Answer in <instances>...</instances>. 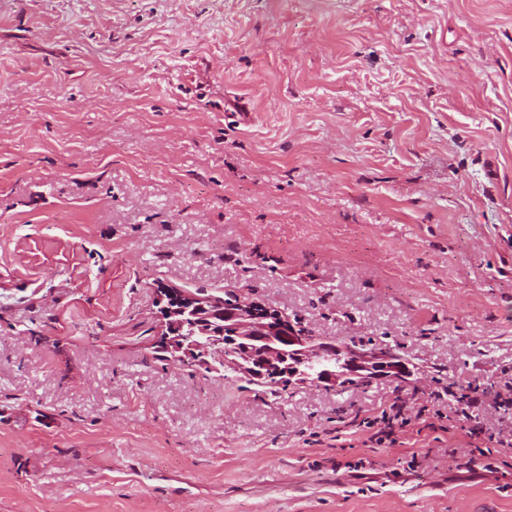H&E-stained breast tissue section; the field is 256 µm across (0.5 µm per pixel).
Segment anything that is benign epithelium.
Here are the masks:
<instances>
[{
	"mask_svg": "<svg viewBox=\"0 0 512 512\" xmlns=\"http://www.w3.org/2000/svg\"><path fill=\"white\" fill-rule=\"evenodd\" d=\"M164 306L160 343L170 358L207 365L212 355L235 373L248 378L270 376L292 385H319L341 389L346 378L362 382L396 380L406 373L393 351L337 348L341 362L313 375L307 363L322 355L318 338L282 312L262 303L238 300L230 304L205 300L190 293L158 289Z\"/></svg>",
	"mask_w": 512,
	"mask_h": 512,
	"instance_id": "benign-epithelium-1",
	"label": "benign epithelium"
}]
</instances>
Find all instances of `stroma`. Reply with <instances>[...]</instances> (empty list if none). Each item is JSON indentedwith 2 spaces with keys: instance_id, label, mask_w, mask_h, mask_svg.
I'll return each mask as SVG.
<instances>
[{
  "instance_id": "stroma-1",
  "label": "stroma",
  "mask_w": 512,
  "mask_h": 512,
  "mask_svg": "<svg viewBox=\"0 0 512 512\" xmlns=\"http://www.w3.org/2000/svg\"><path fill=\"white\" fill-rule=\"evenodd\" d=\"M231 293L403 384L156 349ZM512 369V0H0V512H512V405L363 418ZM378 423L384 424V427L373 432L370 439L380 444L390 438L394 433V428L397 427L400 431H405V428L411 425L412 418L408 416L407 409L403 404L399 400H395L381 410L380 416L366 422L368 428H372Z\"/></svg>"
}]
</instances>
